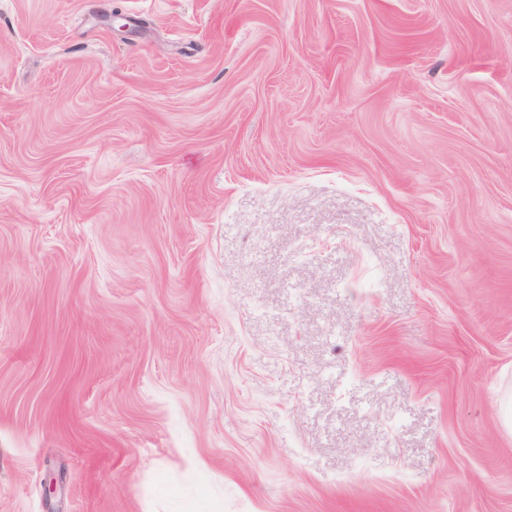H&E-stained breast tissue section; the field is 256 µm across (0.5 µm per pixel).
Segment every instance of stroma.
Wrapping results in <instances>:
<instances>
[{"instance_id": "35a3bbf8", "label": "stroma", "mask_w": 512, "mask_h": 512, "mask_svg": "<svg viewBox=\"0 0 512 512\" xmlns=\"http://www.w3.org/2000/svg\"><path fill=\"white\" fill-rule=\"evenodd\" d=\"M507 392L512 0H0V512H512Z\"/></svg>"}]
</instances>
